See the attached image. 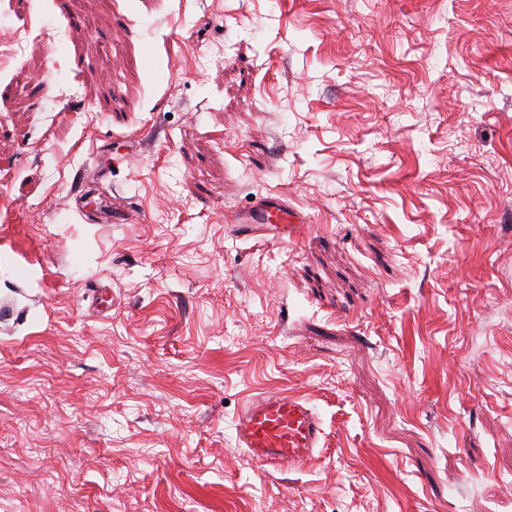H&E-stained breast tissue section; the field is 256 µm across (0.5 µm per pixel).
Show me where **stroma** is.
Here are the masks:
<instances>
[{"instance_id":"stroma-1","label":"stroma","mask_w":512,"mask_h":512,"mask_svg":"<svg viewBox=\"0 0 512 512\" xmlns=\"http://www.w3.org/2000/svg\"><path fill=\"white\" fill-rule=\"evenodd\" d=\"M14 8L0 512H512V0ZM268 195L301 231L236 238ZM262 393L314 461L238 447ZM321 420L301 396L268 393L251 399L236 419L239 448L267 470L298 467L320 448Z\"/></svg>"}]
</instances>
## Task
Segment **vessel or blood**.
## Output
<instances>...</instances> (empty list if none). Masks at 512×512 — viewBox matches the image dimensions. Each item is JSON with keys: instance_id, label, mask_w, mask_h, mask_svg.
<instances>
[{"instance_id": "obj_1", "label": "vessel or blood", "mask_w": 512, "mask_h": 512, "mask_svg": "<svg viewBox=\"0 0 512 512\" xmlns=\"http://www.w3.org/2000/svg\"><path fill=\"white\" fill-rule=\"evenodd\" d=\"M300 219L282 199L269 196L257 201L233 219V231L241 239H279ZM323 435L321 420L301 396L268 393L251 399L236 419L239 447L268 470L298 467L312 459Z\"/></svg>"}]
</instances>
